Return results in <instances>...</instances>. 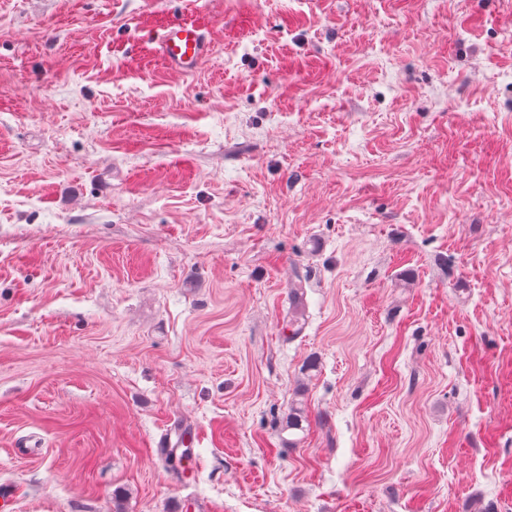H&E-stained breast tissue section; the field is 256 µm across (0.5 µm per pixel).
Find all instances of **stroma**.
<instances>
[{
	"mask_svg": "<svg viewBox=\"0 0 512 512\" xmlns=\"http://www.w3.org/2000/svg\"><path fill=\"white\" fill-rule=\"evenodd\" d=\"M118 507L512 512V0H0V512ZM160 49L170 68L184 73L195 71L205 58V30L190 22L176 23L162 29Z\"/></svg>",
	"mask_w": 512,
	"mask_h": 512,
	"instance_id": "stroma-1",
	"label": "stroma"
}]
</instances>
